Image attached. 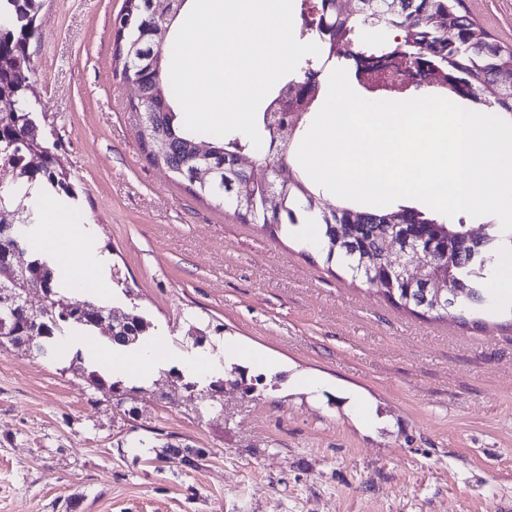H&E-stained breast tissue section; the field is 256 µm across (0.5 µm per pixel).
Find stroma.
<instances>
[{
	"instance_id": "1",
	"label": "stroma",
	"mask_w": 512,
	"mask_h": 512,
	"mask_svg": "<svg viewBox=\"0 0 512 512\" xmlns=\"http://www.w3.org/2000/svg\"><path fill=\"white\" fill-rule=\"evenodd\" d=\"M464 4L512 48V0ZM122 5L43 0L30 82L78 195L66 221L111 259L106 307L166 351L116 396L89 386L80 337L59 358L0 351V512H512V290L481 329L421 319L175 183L114 71ZM228 343L269 361L254 394ZM166 441L206 456L157 459Z\"/></svg>"
}]
</instances>
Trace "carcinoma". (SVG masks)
<instances>
[{
	"mask_svg": "<svg viewBox=\"0 0 512 512\" xmlns=\"http://www.w3.org/2000/svg\"><path fill=\"white\" fill-rule=\"evenodd\" d=\"M41 0H0V53L21 57V68L0 73V166L12 170L13 181L0 187V218L13 224L9 232L0 230V290L3 288H43L50 302L38 313L20 316L0 329L1 336H32L33 348L40 355H51L53 347L76 331L98 332L93 317L109 313L93 303L83 317L63 319L53 303L62 300L53 270L38 258L29 261L26 273L15 276L11 265L15 247L24 250L35 244L29 235L31 213L23 204L25 184L35 180L49 186L56 194L76 197L68 172L54 166L52 155L57 147L41 127L37 99L30 90V59L28 40L34 32ZM306 0H297L296 7L303 17L298 38L320 43L326 56L341 54V47L354 44L361 52L383 54L401 46L421 58L422 62L438 67L450 75L446 92L456 94L458 87L474 81L488 86L489 95L482 104L491 112L512 117V49L500 45L480 27L464 7L463 0H354L352 9L344 10L343 0H317L314 17L305 18ZM116 21L125 25L124 51L133 55H113L116 71L139 84L146 102L156 108L153 122L145 125L143 137L154 150L150 162L162 165L179 183L195 188L194 194L205 198L217 208H231L247 224H259L270 234L288 232V226L316 224L322 236L319 250L326 263L339 262L354 280L370 282L379 279L393 288L383 295L399 309L415 312L416 291H407L395 274L386 268L384 251L394 242L397 232L389 224L390 211L367 210L350 203L332 209L321 205V188L297 174L288 183L279 185V201L275 204L262 194L245 192L247 178L233 166L239 153L250 152L260 165L277 166L288 147L299 141L307 128L304 118L298 130L288 132L290 117L278 104L284 98L293 99L316 94L318 71L307 66L300 74L277 82L257 116L261 146L255 147L248 138L236 135L209 136L213 162L221 169L217 180L202 187L188 179L195 163L194 145L205 134L189 131L174 106L175 95L170 82V57L166 47L156 44L154 31L157 19L150 9V0H123ZM363 27H376L395 33V38L379 47L353 43L355 33ZM45 155L44 163H30V150ZM398 214L411 224H421L429 230L451 227L464 234L467 224L457 219L446 224L444 215L415 208H400ZM355 224V232L345 240L336 238V225ZM512 251V231L501 225L489 224V232L478 245H467L453 253L457 288L467 289L457 304L436 314L438 318L465 320L478 315L489 302L484 288L487 273L498 256ZM115 336H145L150 322L135 315L129 320L113 323Z\"/></svg>",
	"mask_w": 512,
	"mask_h": 512,
	"instance_id": "carcinoma-1",
	"label": "carcinoma"
}]
</instances>
